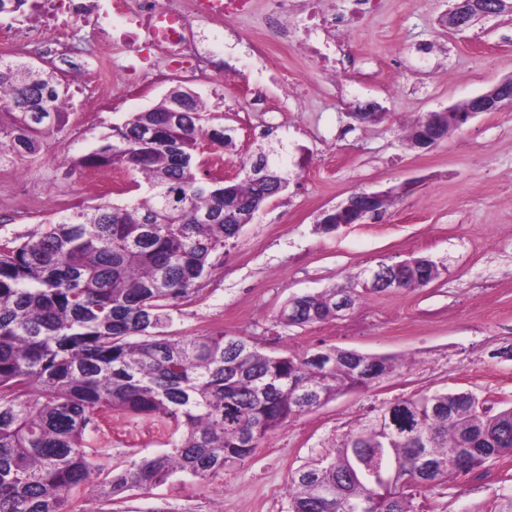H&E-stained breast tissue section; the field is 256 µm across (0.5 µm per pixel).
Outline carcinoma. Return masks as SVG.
Segmentation results:
<instances>
[{
  "mask_svg": "<svg viewBox=\"0 0 512 512\" xmlns=\"http://www.w3.org/2000/svg\"><path fill=\"white\" fill-rule=\"evenodd\" d=\"M0 154L35 152L66 124L54 111L68 87L50 68L0 62ZM188 124L169 123L165 96L112 128L78 165L143 175L126 204L63 208L37 229L0 239V512H70L91 493L112 504L174 474L202 479L252 456L292 419L394 370L385 356L335 346L269 354L222 332L164 334L179 301L199 292L213 260L272 197L288 188L273 168L261 187L232 182L240 205L224 223V182L200 146H224L204 102L181 91ZM396 288H421L438 265L416 259ZM359 277L288 301L279 322L306 326L355 304ZM112 411L147 418L169 450L112 466L94 434ZM512 454V408L490 415L470 392L418 393L383 404L333 455L291 475L289 512H413L415 492Z\"/></svg>",
  "mask_w": 512,
  "mask_h": 512,
  "instance_id": "cac0c4a2",
  "label": "carcinoma"
}]
</instances>
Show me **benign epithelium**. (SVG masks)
<instances>
[{"label":"benign epithelium","instance_id":"benign-epithelium-1","mask_svg":"<svg viewBox=\"0 0 512 512\" xmlns=\"http://www.w3.org/2000/svg\"><path fill=\"white\" fill-rule=\"evenodd\" d=\"M512 13V0H492L491 5L479 4L475 0H451L443 23L453 31H465L477 22ZM512 104V76L504 77L467 101L466 115L456 113L451 106L428 113L418 131L416 147L429 149L448 139L470 119L485 112H497ZM385 198L382 191L361 190L352 193L345 202L322 214L320 223L337 227L361 224L380 211L379 203Z\"/></svg>","mask_w":512,"mask_h":512}]
</instances>
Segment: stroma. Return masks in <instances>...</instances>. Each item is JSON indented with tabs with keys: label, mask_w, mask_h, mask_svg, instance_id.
Wrapping results in <instances>:
<instances>
[{
	"label": "stroma",
	"mask_w": 512,
	"mask_h": 512,
	"mask_svg": "<svg viewBox=\"0 0 512 512\" xmlns=\"http://www.w3.org/2000/svg\"><path fill=\"white\" fill-rule=\"evenodd\" d=\"M270 0H252L250 15L224 24L223 101L209 82L192 89L228 130L224 175L236 177L251 154L250 125L278 124L275 135L292 174L231 240L202 283L199 297L180 301L167 329L172 336L216 330L285 353L334 345L391 355L407 365L373 387L342 395L295 418L262 441L243 464L222 476H172L149 493L114 504L112 512H288L289 478L328 456L341 437L382 403L420 392L476 393L490 412L512 408V106L471 119L447 141L421 149L404 130L427 113L458 105L512 74V15L465 32L445 28L448 0H380L357 30L318 33L324 45L347 39L356 64L335 76L292 49H260ZM298 77L303 92L281 82ZM264 88L268 112L251 111L246 89ZM112 110L95 126L71 118L24 158L21 182L0 172V238L33 230L26 217L37 203L41 219L65 204L68 158L94 151L114 126L150 108L169 90L153 74L127 83L112 69ZM384 117L351 123L365 101ZM387 191L385 213L332 233L317 230L322 211L361 190ZM428 256L438 278L424 288L364 290L336 319L286 327L278 314L289 298L343 283L345 277ZM101 445L113 463L164 451L154 422L116 412ZM280 497L268 503L266 493ZM512 503V455L427 492L416 512H506Z\"/></svg>",
	"instance_id": "obj_1"
}]
</instances>
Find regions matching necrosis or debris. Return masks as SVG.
<instances>
[{
  "mask_svg": "<svg viewBox=\"0 0 512 512\" xmlns=\"http://www.w3.org/2000/svg\"><path fill=\"white\" fill-rule=\"evenodd\" d=\"M212 0H26L15 8L14 0H0V49L14 60H50L73 75V94L58 102L61 112L79 111L84 124H94L112 109L109 74L112 51L122 43L129 51L127 70L150 63L163 54L167 70L184 78L224 77V21L247 15L250 0H224L223 10ZM347 13L323 11L318 0H272L267 44L293 47L320 59L325 71L336 72L350 59L346 48L329 56L307 39L291 40L289 18H298L306 31H339L358 27L361 19L376 10L378 0H350ZM126 23L119 34L106 31L112 19Z\"/></svg>",
  "mask_w": 512,
  "mask_h": 512,
  "instance_id": "obj_1",
  "label": "necrosis or debris"
}]
</instances>
